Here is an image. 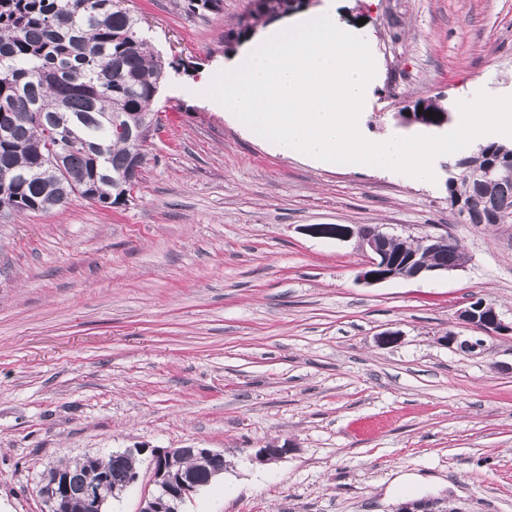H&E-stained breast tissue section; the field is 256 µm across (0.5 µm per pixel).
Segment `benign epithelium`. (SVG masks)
Listing matches in <instances>:
<instances>
[{
    "instance_id": "obj_1",
    "label": "benign epithelium",
    "mask_w": 512,
    "mask_h": 512,
    "mask_svg": "<svg viewBox=\"0 0 512 512\" xmlns=\"http://www.w3.org/2000/svg\"><path fill=\"white\" fill-rule=\"evenodd\" d=\"M304 231L319 237L334 238L348 241L357 239L361 250L366 254L367 262L360 280L379 283L390 279H414L433 276L453 270L448 265H429L421 259V253H434L448 244V237L442 234L425 233L416 238L418 250L401 255H393L389 251V242L394 236L383 231L379 226L346 225V224H315L304 228ZM463 324L475 327L488 336L512 334V322L507 323L496 307L485 299L471 297L468 304L458 313ZM448 347L454 346L475 354L483 348V340L463 339L456 333H448L442 337ZM152 452V488L145 491L138 512H172V501H184L196 493L199 484L184 476L172 473L166 466V459L172 456L175 448H131L129 452L144 455ZM197 456L204 459L210 467V475L224 472L215 463L224 457L221 452L210 448L196 449ZM288 453L286 448H256L250 455L251 461L267 464L282 458ZM40 498L49 505V512H102L104 503L100 489L92 486L75 488L66 476L56 475L53 481H44L39 487Z\"/></svg>"
}]
</instances>
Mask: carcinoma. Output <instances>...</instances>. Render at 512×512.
Returning <instances> with one entry per match:
<instances>
[{"instance_id":"carcinoma-1","label":"carcinoma","mask_w":512,"mask_h":512,"mask_svg":"<svg viewBox=\"0 0 512 512\" xmlns=\"http://www.w3.org/2000/svg\"><path fill=\"white\" fill-rule=\"evenodd\" d=\"M173 8L204 17L223 0H172ZM175 63L156 54L139 17L125 0H0V214L46 212L75 195L110 207L124 200L128 165L144 162L148 137L137 130L155 116L154 105ZM416 123L441 128L451 108L426 99ZM433 111L435 118L427 116ZM446 181L448 201L468 224L496 212L512 224V147L488 142ZM494 175L483 178L491 164ZM465 254L455 240L427 255L430 264H457ZM141 457L111 454L62 463L78 486L118 484ZM174 468L204 484L205 468L186 454Z\"/></svg>"}]
</instances>
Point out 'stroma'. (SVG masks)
<instances>
[{
	"label": "stroma",
	"mask_w": 512,
	"mask_h": 512,
	"mask_svg": "<svg viewBox=\"0 0 512 512\" xmlns=\"http://www.w3.org/2000/svg\"><path fill=\"white\" fill-rule=\"evenodd\" d=\"M171 73L134 192L0 217V512H44L43 473L127 448L223 452L180 512H512V334L470 355L472 296L512 319V224H468L428 186L353 163L284 159L214 110L201 72L239 51L252 0L189 17L127 0ZM374 45L363 131L418 133L419 99L512 95V0H343ZM311 224L442 233L464 267L360 281L355 241ZM394 331L397 343L382 346ZM284 458L251 463L254 448ZM414 487L395 493L396 480Z\"/></svg>",
	"instance_id": "1"
}]
</instances>
